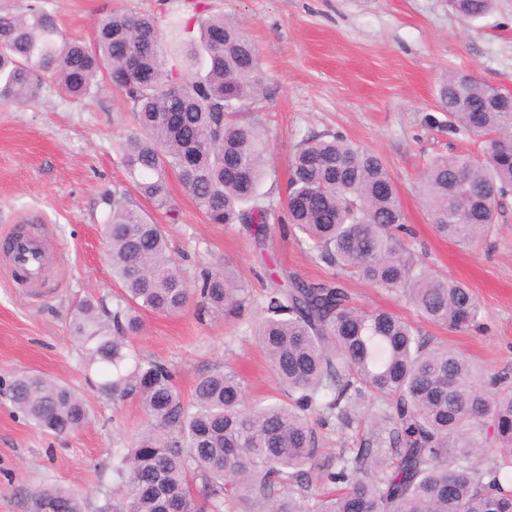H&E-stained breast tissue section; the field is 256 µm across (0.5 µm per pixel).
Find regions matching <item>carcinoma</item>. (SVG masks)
<instances>
[{
  "mask_svg": "<svg viewBox=\"0 0 512 512\" xmlns=\"http://www.w3.org/2000/svg\"><path fill=\"white\" fill-rule=\"evenodd\" d=\"M479 17L494 0H450ZM178 38L198 29L199 43L160 50L158 22L113 11L97 24L93 45L63 35L40 0L0 15V104L37 103L46 80L88 98L112 82L133 113L136 131L117 144L137 192L177 220L170 176L211 224H236L268 249L276 205L260 192L264 143L229 113L257 96L262 74L250 38L222 16L174 13ZM221 44L210 42L213 33ZM448 133L480 140L479 153L434 159L424 174L430 223L461 243L490 239L512 194V106L499 90L452 73L439 88ZM177 112L172 122L168 113ZM384 161L336 133L305 139L293 154L279 218L283 232L322 263L402 294L424 319L456 332L480 326V307L463 282L419 261ZM104 227L112 277L120 284L105 324L87 302L71 329L97 391L135 397L148 427L113 451L124 490L116 512H223L224 502L260 503L266 512H512V473L484 471L473 460L490 450L511 458L512 382L488 377L469 360L421 334L389 309L357 306L338 278L306 280L282 269L269 275L256 336L283 397L245 406L233 372L201 375L183 398L171 368L131 358L128 337L142 313L240 319L247 293L232 265L203 272L191 286L170 257L162 225L112 192ZM14 408L38 429L70 435L89 422L85 400L69 386L22 372L9 388ZM368 404L387 431L383 441L320 457L317 427L352 425ZM331 492L305 495L311 475ZM26 512H84L82 498L57 485L25 492Z\"/></svg>",
  "mask_w": 512,
  "mask_h": 512,
  "instance_id": "cac0c4a2",
  "label": "carcinoma"
}]
</instances>
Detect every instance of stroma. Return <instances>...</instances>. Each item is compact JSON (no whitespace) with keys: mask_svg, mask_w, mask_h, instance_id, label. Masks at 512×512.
<instances>
[{"mask_svg":"<svg viewBox=\"0 0 512 512\" xmlns=\"http://www.w3.org/2000/svg\"><path fill=\"white\" fill-rule=\"evenodd\" d=\"M210 14L238 23L254 43L263 91L244 104L266 147L261 187L284 194L289 161L307 137L335 132L377 153L397 186L413 235L407 246L434 270L473 290L484 314L480 331L463 334L420 321L405 298L349 273L345 285L368 308H385L423 334L490 372L512 375V196L498 217L490 247H464L435 234L421 194L429 160L474 151L478 142L448 135L438 88L446 73L472 74L512 91V0L469 19L448 0H205ZM68 35L93 42L98 19L177 10L179 0H44ZM133 122L123 96L109 88L83 101L46 82L30 107L0 106V240L27 225H44L56 259L43 288L18 287L0 265V512H26L24 492L54 483L77 490L85 512H111L122 497L112 451L128 447L148 421L136 398L114 401L89 381L85 351L72 335L78 306L92 301L111 322L119 285L102 236L113 190L154 223L164 225L170 254L188 281L218 261L232 264L248 290L242 319L145 314L131 338L134 354L169 364L183 396L204 373L234 369L245 402L277 395L275 378L251 334L261 316L269 269L304 278L334 270L291 237H274L258 251L237 227L208 223L178 181H171L177 220L135 190L116 145ZM32 371L69 385L90 406L91 422L56 437L35 428L10 401L16 373ZM326 455L361 448L374 434L368 423L320 430Z\"/></svg>","mask_w":512,"mask_h":512,"instance_id":"1","label":"stroma"}]
</instances>
